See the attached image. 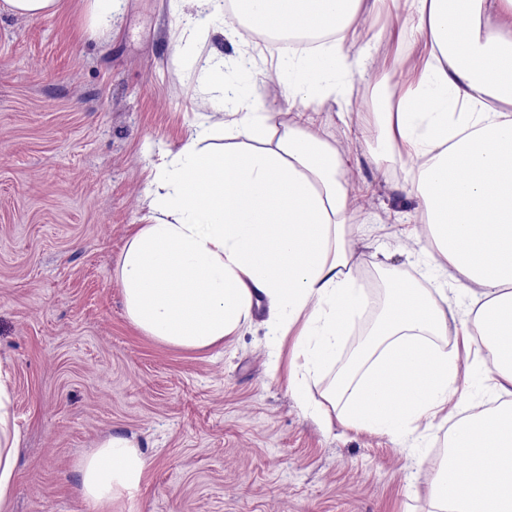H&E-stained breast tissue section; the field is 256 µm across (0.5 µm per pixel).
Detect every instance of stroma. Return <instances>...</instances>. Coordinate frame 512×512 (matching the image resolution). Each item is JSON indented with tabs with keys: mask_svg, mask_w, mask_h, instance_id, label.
Instances as JSON below:
<instances>
[{
	"mask_svg": "<svg viewBox=\"0 0 512 512\" xmlns=\"http://www.w3.org/2000/svg\"><path fill=\"white\" fill-rule=\"evenodd\" d=\"M52 17L0 13V366L22 435L13 512H94L77 464L109 435L139 441L147 469L117 512H428L448 452V420L410 455L389 435L334 423L322 429L288 388L302 366L294 336L273 349L261 325L209 352L156 342L129 320L117 261L149 214L148 181L192 123L232 100L213 92L200 59L212 41L170 0H123L108 28L89 29L83 0ZM404 22L374 14L386 60L351 67L342 99L312 113L310 131L342 147L349 192L366 222L353 239L367 305L333 362L310 380L321 399L387 308V281L425 292L447 276L412 189L411 162L387 152L382 114L406 75L385 44ZM225 71V87L263 92L271 122H295L289 73L273 80L275 45Z\"/></svg>",
	"mask_w": 512,
	"mask_h": 512,
	"instance_id": "35a3bbf8",
	"label": "stroma"
}]
</instances>
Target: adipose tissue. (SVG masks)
<instances>
[{"label": "adipose tissue", "mask_w": 512, "mask_h": 512, "mask_svg": "<svg viewBox=\"0 0 512 512\" xmlns=\"http://www.w3.org/2000/svg\"><path fill=\"white\" fill-rule=\"evenodd\" d=\"M250 28L326 33L323 65L288 59L292 92L321 108L340 93L351 60L348 33L368 5L406 16L396 43L416 55L413 79L385 114L393 150L420 160L415 182L431 236L469 301L457 314L447 293L399 291L365 349L361 376L330 388L344 423L425 447L450 398L477 409L453 425L450 447L468 448L459 475L436 477L432 512H512V0H243ZM433 107L415 110L420 98ZM260 93L241 95L224 148L208 117L154 182L153 223L140 227L117 262L126 313L155 341L203 351L237 335L255 307L269 304L273 335L302 322L303 372L291 380L309 403V379L336 350L362 298L352 284L353 249L344 228L355 204L346 162L301 123L266 146L270 117ZM455 333L462 353L430 344ZM465 387H458V376ZM7 373L0 371V512H12L21 434ZM502 401L489 415L488 395ZM147 460L133 440L113 435L80 460L83 494L95 512L139 487Z\"/></svg>", "instance_id": "obj_1"}]
</instances>
